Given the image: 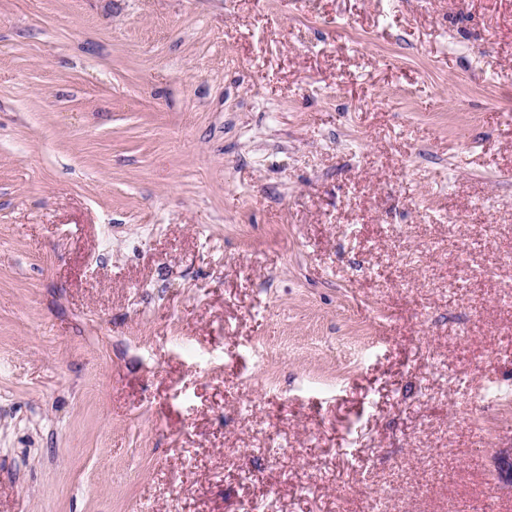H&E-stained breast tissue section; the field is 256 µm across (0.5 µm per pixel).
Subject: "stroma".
Here are the masks:
<instances>
[{"instance_id": "obj_1", "label": "stroma", "mask_w": 512, "mask_h": 512, "mask_svg": "<svg viewBox=\"0 0 512 512\" xmlns=\"http://www.w3.org/2000/svg\"><path fill=\"white\" fill-rule=\"evenodd\" d=\"M510 102L512 0H0V512H512Z\"/></svg>"}]
</instances>
